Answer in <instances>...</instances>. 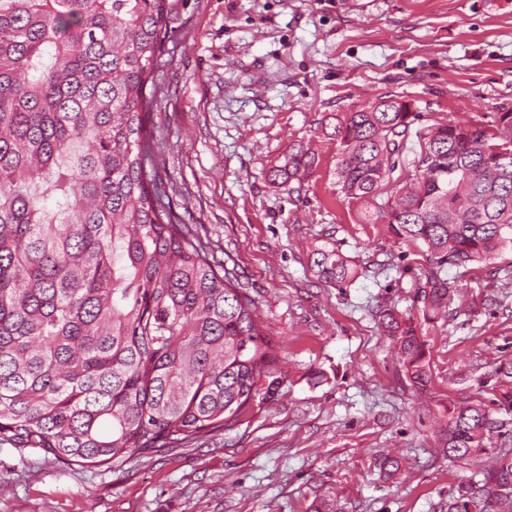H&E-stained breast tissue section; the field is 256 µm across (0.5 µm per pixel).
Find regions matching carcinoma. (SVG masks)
Returning a JSON list of instances; mask_svg holds the SVG:
<instances>
[{
  "mask_svg": "<svg viewBox=\"0 0 512 512\" xmlns=\"http://www.w3.org/2000/svg\"><path fill=\"white\" fill-rule=\"evenodd\" d=\"M172 0H0V444L64 465L112 466L235 421L271 380L275 343L255 300L221 273L156 191L154 64ZM389 95L336 116V186L424 248V310L453 321L448 270L512 245V111L496 124L414 128ZM418 148L408 149L410 141ZM413 159H407V153ZM301 142L265 178L314 174ZM386 200L376 202L380 190ZM320 278L356 271L315 251ZM383 334L412 389L431 383L425 344L392 309ZM493 398L448 405L440 453L473 477L447 512H512V364Z\"/></svg>",
  "mask_w": 512,
  "mask_h": 512,
  "instance_id": "cac0c4a2",
  "label": "carcinoma"
}]
</instances>
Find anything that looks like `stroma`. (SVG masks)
<instances>
[{"instance_id":"obj_1","label":"stroma","mask_w":512,"mask_h":512,"mask_svg":"<svg viewBox=\"0 0 512 512\" xmlns=\"http://www.w3.org/2000/svg\"><path fill=\"white\" fill-rule=\"evenodd\" d=\"M155 71L157 190L210 261L255 299L276 344V384L236 422L123 465H62L0 445V512H444L470 469L439 452L449 401L490 397L512 363V246L457 271L469 315L424 317L427 266L388 224L339 196L336 114L396 95L420 125H489L512 109V0H176ZM315 173L265 180L294 142ZM319 247L357 270L324 282ZM425 343L430 391L415 394L381 311ZM402 467L384 478L386 450Z\"/></svg>"}]
</instances>
